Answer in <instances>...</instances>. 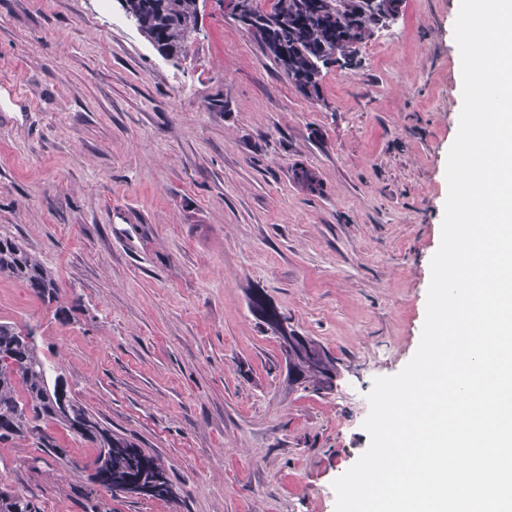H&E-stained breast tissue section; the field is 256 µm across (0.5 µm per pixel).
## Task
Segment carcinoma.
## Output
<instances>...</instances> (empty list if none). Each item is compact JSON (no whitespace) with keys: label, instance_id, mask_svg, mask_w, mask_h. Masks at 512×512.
<instances>
[{"label":"carcinoma","instance_id":"carcinoma-1","mask_svg":"<svg viewBox=\"0 0 512 512\" xmlns=\"http://www.w3.org/2000/svg\"><path fill=\"white\" fill-rule=\"evenodd\" d=\"M385 0H275L272 12L257 0H241L235 22L256 41L306 98L319 99L322 69L329 64H358L359 45L371 36L382 18ZM126 13L137 28L159 48L176 54L197 28L198 0H125ZM293 182L310 194L321 193L320 179L310 168L292 169ZM0 275L22 284L42 302L57 301L56 274L21 242L0 235ZM303 342L319 358L300 357L292 363L297 380L315 391L327 389L336 374V358L312 338ZM52 423L97 448L88 480L111 494L134 491L166 498L171 483L158 459L128 439L112 433L72 394L54 366L39 352L30 330L0 322V443L30 440L40 451L32 462L52 466L67 456L44 428ZM27 464L8 467L0 458V512H39L36 498L12 486L11 475ZM85 512H112L94 490L84 494Z\"/></svg>","mask_w":512,"mask_h":512}]
</instances>
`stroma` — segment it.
Masks as SVG:
<instances>
[{"label":"stroma","instance_id":"35a3bbf8","mask_svg":"<svg viewBox=\"0 0 512 512\" xmlns=\"http://www.w3.org/2000/svg\"><path fill=\"white\" fill-rule=\"evenodd\" d=\"M459 6L404 0L311 100L218 0L175 56L118 0H0V235L61 289L48 305L0 276V321L33 329L72 394L164 464L176 500L125 493L112 512H335L374 379L420 343L462 108ZM257 293L336 358L333 391L292 381ZM54 434L69 463L17 486L41 512H82L96 450Z\"/></svg>","mask_w":512,"mask_h":512}]
</instances>
